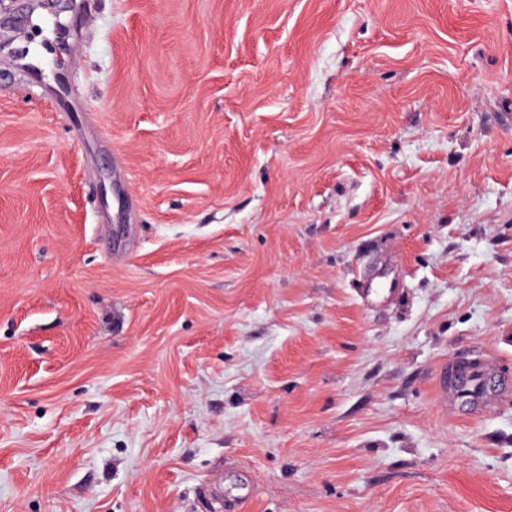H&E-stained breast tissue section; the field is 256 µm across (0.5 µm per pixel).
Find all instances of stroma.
Wrapping results in <instances>:
<instances>
[{
    "instance_id": "1",
    "label": "stroma",
    "mask_w": 512,
    "mask_h": 512,
    "mask_svg": "<svg viewBox=\"0 0 512 512\" xmlns=\"http://www.w3.org/2000/svg\"><path fill=\"white\" fill-rule=\"evenodd\" d=\"M8 3L0 512H512V0ZM494 376V362L490 357L458 372L453 386H448L445 398L448 410L454 413L461 409L480 412L491 407L500 386Z\"/></svg>"
}]
</instances>
